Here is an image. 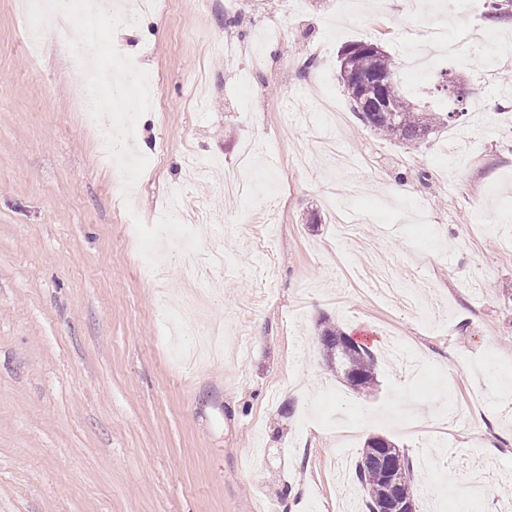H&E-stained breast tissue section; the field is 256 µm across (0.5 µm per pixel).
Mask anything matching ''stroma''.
Here are the masks:
<instances>
[{
	"instance_id": "obj_1",
	"label": "stroma",
	"mask_w": 512,
	"mask_h": 512,
	"mask_svg": "<svg viewBox=\"0 0 512 512\" xmlns=\"http://www.w3.org/2000/svg\"><path fill=\"white\" fill-rule=\"evenodd\" d=\"M167 0L119 52L154 79L163 105L136 124L149 163L132 203L111 195L69 80L70 59L45 33L31 52L22 0H0V512H339L366 440L382 436L433 468L438 506L417 512H503L512 497L471 485L477 467L512 471V94H500L512 24L484 20L487 43L463 69L462 105L441 90L422 101L449 113L418 148L355 118L336 53L371 39L401 57L437 21L462 48L473 14L435 0L392 15L341 0ZM250 176L273 189L277 223L224 193L245 142ZM223 161L186 181L184 158ZM367 213L353 244L326 206L350 182ZM409 193L392 195L394 185ZM213 201L198 225L224 268L198 279L181 249L163 246V278L140 267L135 219L154 224L173 192ZM391 261L399 293L419 307L363 299L349 268ZM228 332L224 357L176 361L200 326ZM338 324L377 358L376 386L352 390L327 370L319 337ZM424 365L406 376L394 343Z\"/></svg>"
}]
</instances>
